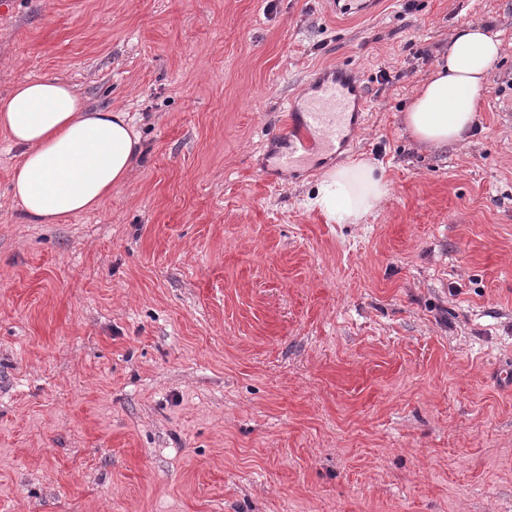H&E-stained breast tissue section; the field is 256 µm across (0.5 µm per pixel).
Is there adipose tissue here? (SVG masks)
<instances>
[{
    "label": "adipose tissue",
    "instance_id": "adipose-tissue-1",
    "mask_svg": "<svg viewBox=\"0 0 512 512\" xmlns=\"http://www.w3.org/2000/svg\"><path fill=\"white\" fill-rule=\"evenodd\" d=\"M503 43L470 24L459 27L405 114L420 142L442 147L464 138L477 99ZM0 136L20 147L11 195L30 223L55 224L101 209L128 179L142 141L127 112L92 108L55 77L19 82L0 100ZM390 192L379 166L358 159L325 173L310 204L339 224H356Z\"/></svg>",
    "mask_w": 512,
    "mask_h": 512
}]
</instances>
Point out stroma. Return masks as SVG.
<instances>
[{"label":"stroma","instance_id":"stroma-1","mask_svg":"<svg viewBox=\"0 0 512 512\" xmlns=\"http://www.w3.org/2000/svg\"><path fill=\"white\" fill-rule=\"evenodd\" d=\"M464 24L504 53L428 148L404 114ZM324 71L365 106L283 169ZM46 75L144 152L31 224L0 136V512H512V0H0V97ZM365 158L362 223L310 207ZM390 192L379 166L358 159L325 173L309 200L337 224H359Z\"/></svg>","mask_w":512,"mask_h":512}]
</instances>
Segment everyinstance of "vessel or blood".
Masks as SVG:
<instances>
[{
    "label": "vessel or blood",
    "mask_w": 512,
    "mask_h": 512,
    "mask_svg": "<svg viewBox=\"0 0 512 512\" xmlns=\"http://www.w3.org/2000/svg\"><path fill=\"white\" fill-rule=\"evenodd\" d=\"M353 88L344 79H324L315 85L311 96L302 99L298 117L301 127V146L330 147L334 141L343 139L347 127L352 123L350 110ZM301 146H289L282 157L284 166L303 160Z\"/></svg>",
    "instance_id": "1"
}]
</instances>
